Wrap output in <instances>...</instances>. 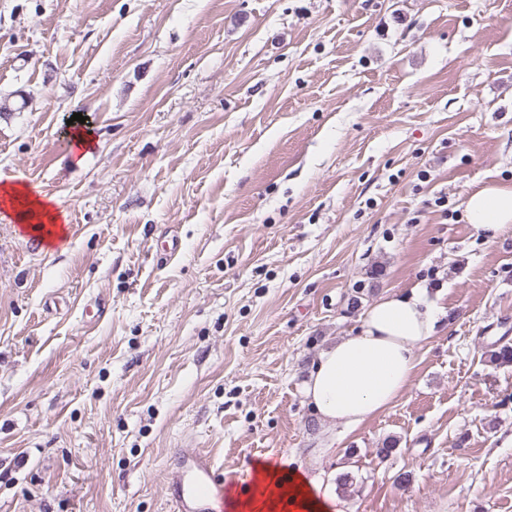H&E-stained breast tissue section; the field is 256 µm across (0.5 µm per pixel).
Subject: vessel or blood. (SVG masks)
<instances>
[{
  "label": "vessel or blood",
  "instance_id": "obj_1",
  "mask_svg": "<svg viewBox=\"0 0 512 512\" xmlns=\"http://www.w3.org/2000/svg\"><path fill=\"white\" fill-rule=\"evenodd\" d=\"M169 494L177 512H214L213 503L224 500V484L219 481L209 460L197 455L187 460L172 475Z\"/></svg>",
  "mask_w": 512,
  "mask_h": 512
}]
</instances>
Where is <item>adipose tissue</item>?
Listing matches in <instances>:
<instances>
[{"label":"adipose tissue","instance_id":"ef3b65f1","mask_svg":"<svg viewBox=\"0 0 512 512\" xmlns=\"http://www.w3.org/2000/svg\"><path fill=\"white\" fill-rule=\"evenodd\" d=\"M0 205L13 209L18 224L47 240L56 238L67 222L55 198L25 183L0 185ZM464 205L468 223L487 239L512 230V184L482 185L468 194ZM443 314L423 288L380 295L364 310L354 335L318 353L302 388L306 402L323 422L349 429L382 413L404 393L417 365V350L435 336ZM255 471L257 482L272 489L265 499L268 512L282 502L288 512H340L321 478L296 472L285 478L269 463L257 464Z\"/></svg>","mask_w":512,"mask_h":512}]
</instances>
